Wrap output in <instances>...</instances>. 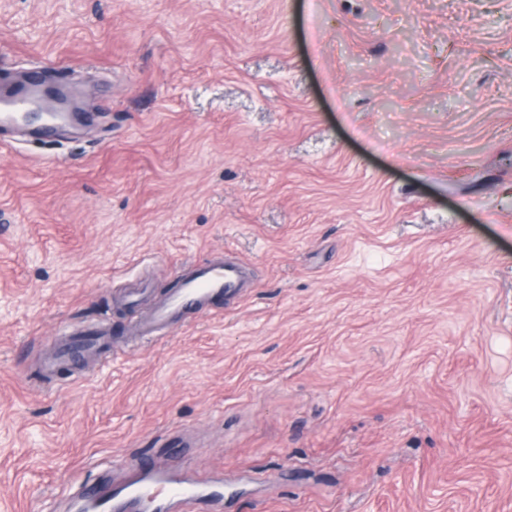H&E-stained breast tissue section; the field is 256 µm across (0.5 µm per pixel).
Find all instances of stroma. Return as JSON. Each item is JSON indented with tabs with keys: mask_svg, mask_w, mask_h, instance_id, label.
I'll list each match as a JSON object with an SVG mask.
<instances>
[{
	"mask_svg": "<svg viewBox=\"0 0 512 512\" xmlns=\"http://www.w3.org/2000/svg\"><path fill=\"white\" fill-rule=\"evenodd\" d=\"M47 59L92 123L0 135V512L144 457L195 512H512V0H0V69ZM189 273L179 275L178 286L153 313L151 320L141 328L147 338L155 337L160 328L203 311L221 297L231 298L248 288L245 267L233 261H209L188 265ZM87 331H71L65 329L64 336H73L62 341L59 347L57 357L48 363V369H53L58 363H77L84 357L92 353L98 346L99 342L105 339L109 330L105 326L96 329L97 336H87Z\"/></svg>",
	"mask_w": 512,
	"mask_h": 512,
	"instance_id": "1",
	"label": "stroma"
}]
</instances>
